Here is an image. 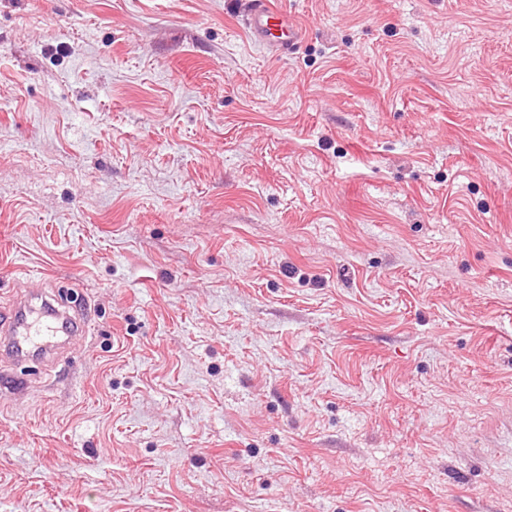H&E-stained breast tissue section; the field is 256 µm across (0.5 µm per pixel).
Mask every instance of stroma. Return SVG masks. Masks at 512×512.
Masks as SVG:
<instances>
[{
    "label": "stroma",
    "mask_w": 512,
    "mask_h": 512,
    "mask_svg": "<svg viewBox=\"0 0 512 512\" xmlns=\"http://www.w3.org/2000/svg\"><path fill=\"white\" fill-rule=\"evenodd\" d=\"M0 0V512H512V0ZM244 21L252 38L278 53L292 51L302 36L301 28L278 6L277 0L250 1ZM88 334L82 308L55 306L41 295L22 294L8 312H0V373L29 358H47L61 342L76 345Z\"/></svg>",
    "instance_id": "stroma-1"
}]
</instances>
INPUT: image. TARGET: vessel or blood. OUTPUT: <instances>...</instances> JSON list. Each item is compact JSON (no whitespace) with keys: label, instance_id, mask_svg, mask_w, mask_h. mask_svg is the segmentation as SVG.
Segmentation results:
<instances>
[{"label":"vessel or blood","instance_id":"obj_1","mask_svg":"<svg viewBox=\"0 0 512 512\" xmlns=\"http://www.w3.org/2000/svg\"><path fill=\"white\" fill-rule=\"evenodd\" d=\"M245 25L252 38L278 53L292 51L301 28L277 0H250ZM88 333L80 307L54 305L41 295L23 294L0 312V373L13 362L49 357L59 343L77 344Z\"/></svg>","mask_w":512,"mask_h":512}]
</instances>
